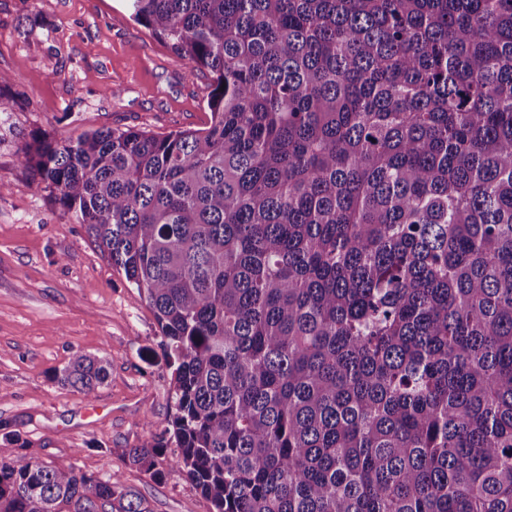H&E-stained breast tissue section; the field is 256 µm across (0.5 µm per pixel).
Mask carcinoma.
<instances>
[{"mask_svg": "<svg viewBox=\"0 0 512 512\" xmlns=\"http://www.w3.org/2000/svg\"><path fill=\"white\" fill-rule=\"evenodd\" d=\"M210 125L17 150L152 306L208 512H512V0H127ZM110 361L57 375L92 396ZM0 512H152L0 460Z\"/></svg>", "mask_w": 512, "mask_h": 512, "instance_id": "cac0c4a2", "label": "carcinoma"}]
</instances>
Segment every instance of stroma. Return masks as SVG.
<instances>
[{"label":"stroma","instance_id":"1","mask_svg":"<svg viewBox=\"0 0 512 512\" xmlns=\"http://www.w3.org/2000/svg\"><path fill=\"white\" fill-rule=\"evenodd\" d=\"M187 70L123 0H0V71L16 99L0 117V459L119 473L153 512H207L194 483L170 469L178 448L157 458L160 481L124 456L145 430L172 427L153 309L16 151L35 132L63 141L106 128H205L212 76ZM77 351L111 363L90 398L56 378Z\"/></svg>","mask_w":512,"mask_h":512}]
</instances>
